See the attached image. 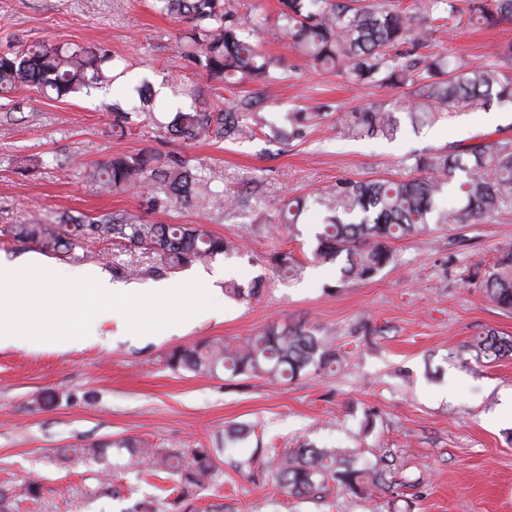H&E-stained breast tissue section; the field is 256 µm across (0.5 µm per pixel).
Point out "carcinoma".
<instances>
[{
	"instance_id": "1",
	"label": "carcinoma",
	"mask_w": 512,
	"mask_h": 512,
	"mask_svg": "<svg viewBox=\"0 0 512 512\" xmlns=\"http://www.w3.org/2000/svg\"><path fill=\"white\" fill-rule=\"evenodd\" d=\"M277 23L284 38L315 65L343 70L355 85L409 88V100L373 101L342 118L344 133L352 136L393 137L400 115L418 126L436 121L445 112L494 102L512 103V77L496 63H452L441 57L422 56L433 35L453 26H497L512 22V0H417L402 9L396 0H279ZM154 8L184 26L180 42L185 57L208 75L228 85L276 79L279 61L263 54L244 29L226 0H154ZM115 56L103 47H54L22 45L0 51V90L26 88L44 96L65 99L110 89L118 79ZM140 114L154 111V92L148 82L137 88ZM172 94L186 102L166 126L170 135L186 140L201 137L234 140L254 119L259 99L241 95L233 105L199 102L200 91L187 85L173 86ZM112 129L125 134L132 113L110 104ZM309 117L302 112L286 115L288 136H301ZM414 175L402 179L344 177L323 187L311 200L292 198L279 208L280 223L295 226L307 204L322 214L314 233V260L333 264L342 282H366L394 262L390 242L422 234L430 225L477 224L512 208V141L477 136L466 146L450 147L419 155L411 165ZM85 181L105 192L149 190L151 207L166 210L190 202L208 187L190 158L169 157L152 150L117 154L83 170ZM457 201L446 206L444 199ZM208 202L216 210L238 203L236 196L211 189ZM15 236L37 239L48 250L68 253L78 241L92 236L119 239L150 250L146 276L175 272L217 254L237 250L222 237L191 224H143L113 217L101 224H76L73 236L34 224H17ZM268 264L283 276L297 271L288 251L268 256ZM468 282L483 289L504 309H512V248L502 252L487 270L471 268ZM260 285L244 287L235 281L224 284V294L250 300ZM471 347L486 360L512 358V337L488 330ZM341 354L324 332L301 322L273 323L241 343L216 338L173 348L165 356L173 371L233 377L267 378L291 382L311 374L321 375L340 363ZM248 436L238 424L224 427V444L235 445ZM126 451L123 463L110 461L109 450ZM216 448H151L125 437L82 448H63L61 456L73 455L101 464L100 472L145 463L175 482L166 489L169 512H194L195 492L216 482ZM391 464L380 459L371 466L359 464L348 448H326L304 441L270 463L269 480L293 498H322L328 484L347 495L366 498L374 492H394Z\"/></svg>"
}]
</instances>
